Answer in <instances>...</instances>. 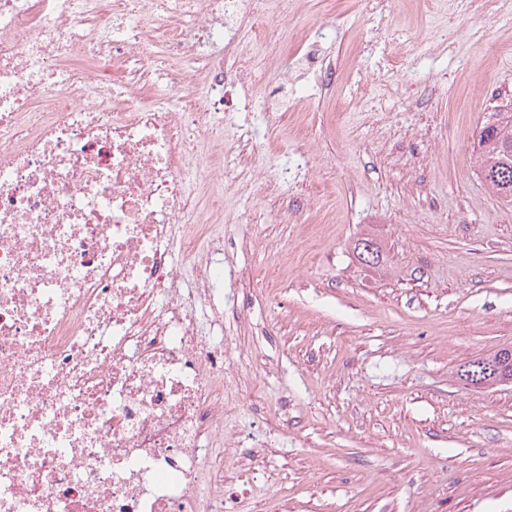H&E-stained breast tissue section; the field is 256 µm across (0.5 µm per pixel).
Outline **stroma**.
<instances>
[{
    "label": "stroma",
    "mask_w": 512,
    "mask_h": 512,
    "mask_svg": "<svg viewBox=\"0 0 512 512\" xmlns=\"http://www.w3.org/2000/svg\"><path fill=\"white\" fill-rule=\"evenodd\" d=\"M270 22L284 53L224 123V492L239 512H512V383L457 376L512 347V205L474 152L512 102V0H401L378 25L363 0H291ZM306 37L335 78L291 66ZM354 252L358 259L368 266L378 265L383 260L381 247L370 237L358 239L354 244Z\"/></svg>",
    "instance_id": "obj_1"
}]
</instances>
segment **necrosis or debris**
Listing matches in <instances>:
<instances>
[{"instance_id": "obj_1", "label": "necrosis or debris", "mask_w": 512, "mask_h": 512, "mask_svg": "<svg viewBox=\"0 0 512 512\" xmlns=\"http://www.w3.org/2000/svg\"><path fill=\"white\" fill-rule=\"evenodd\" d=\"M245 23L272 47L259 0H0V512H237L239 404L195 311L224 278L200 240Z\"/></svg>"}]
</instances>
